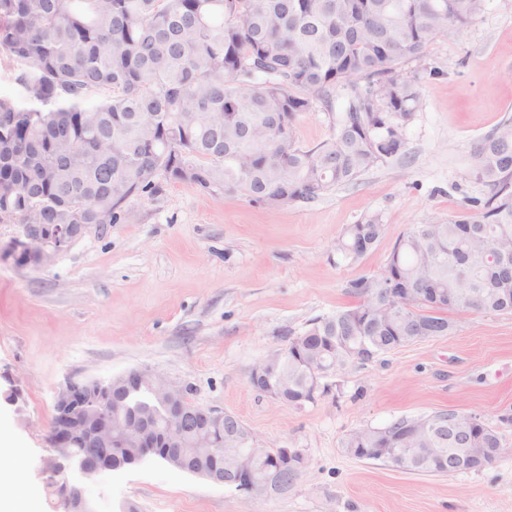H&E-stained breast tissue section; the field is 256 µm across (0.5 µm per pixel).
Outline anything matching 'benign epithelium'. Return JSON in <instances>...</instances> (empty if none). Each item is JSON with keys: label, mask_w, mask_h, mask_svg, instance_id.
<instances>
[{"label": "benign epithelium", "mask_w": 512, "mask_h": 512, "mask_svg": "<svg viewBox=\"0 0 512 512\" xmlns=\"http://www.w3.org/2000/svg\"><path fill=\"white\" fill-rule=\"evenodd\" d=\"M22 237L14 239L9 253L22 265L44 268L90 228L88 224H23ZM281 359L254 369L250 384L264 381L260 391L279 401H288L282 382ZM57 416L92 419L88 447L56 449L53 470L56 486L75 502L76 512H99L97 502L86 493L83 481L120 467L112 458L110 444L121 440L137 449V461L156 456L168 465L225 485L248 497L269 496L286 487L290 469L305 466L304 455L293 448H255L248 430L229 413L193 405L187 389L153 369H132L107 381L83 379L68 382L55 401ZM224 428V450L233 461L214 452L211 429ZM487 450L470 448L464 457L448 456V473L471 466Z\"/></svg>", "instance_id": "7a95c632"}]
</instances>
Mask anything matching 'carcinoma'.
<instances>
[{"mask_svg": "<svg viewBox=\"0 0 512 512\" xmlns=\"http://www.w3.org/2000/svg\"><path fill=\"white\" fill-rule=\"evenodd\" d=\"M486 0H0V50L16 94H0V221L116 224L134 197L164 182L280 207L314 200L406 153L404 127L422 106L396 74L431 41L473 23ZM369 80L322 143L296 145L294 124L336 91ZM107 92L101 101L89 95ZM470 176L489 188L471 209L416 224L384 271L350 285L357 304L288 333V398L423 336L455 328L447 312L512 313V125L473 141ZM377 215L349 226L336 253L357 261L385 234ZM411 288L392 308L383 289ZM474 415L440 411L358 428L343 448L394 462L376 434L410 428L402 468L443 471L435 425ZM84 446V422L63 424ZM481 447L501 450L484 426Z\"/></svg>", "mask_w": 512, "mask_h": 512, "instance_id": "1", "label": "carcinoma"}]
</instances>
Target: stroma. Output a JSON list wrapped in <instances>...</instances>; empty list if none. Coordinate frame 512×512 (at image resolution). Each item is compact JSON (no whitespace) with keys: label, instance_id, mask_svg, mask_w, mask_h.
<instances>
[{"label":"stroma","instance_id":"obj_1","mask_svg":"<svg viewBox=\"0 0 512 512\" xmlns=\"http://www.w3.org/2000/svg\"><path fill=\"white\" fill-rule=\"evenodd\" d=\"M398 72L422 98L405 127V156L317 199L265 208L167 183L46 269L5 255L20 228L0 222V421L16 438L0 465L40 491L38 512H53L46 435L58 392L132 368L163 372L191 403L236 415L254 447L298 449L306 466L285 491L251 498L146 460L86 482L101 512H512V314L456 315L449 335L340 367L327 393L301 407L249 382L289 333L356 304L351 283L382 273L400 235L488 195L469 177L470 145L512 121V0H488L474 23L438 35ZM344 103L303 114L297 144L328 138ZM371 214L383 237L359 261L342 259L337 238ZM448 410L497 429L502 451L492 463L419 475L343 447L355 429Z\"/></svg>","mask_w":512,"mask_h":512}]
</instances>
